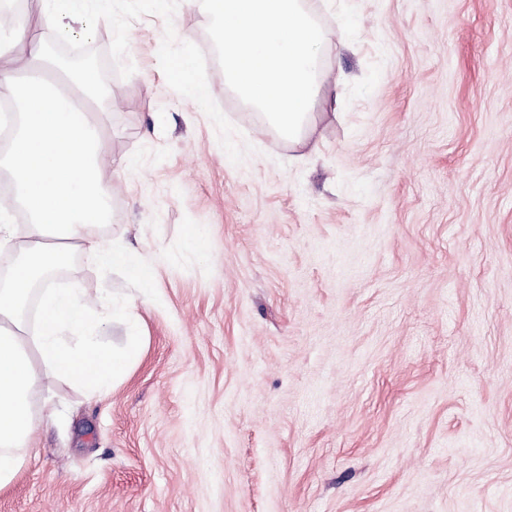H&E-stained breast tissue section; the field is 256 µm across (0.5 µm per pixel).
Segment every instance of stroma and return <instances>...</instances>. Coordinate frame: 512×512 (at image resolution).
Listing matches in <instances>:
<instances>
[{
    "label": "stroma",
    "mask_w": 512,
    "mask_h": 512,
    "mask_svg": "<svg viewBox=\"0 0 512 512\" xmlns=\"http://www.w3.org/2000/svg\"><path fill=\"white\" fill-rule=\"evenodd\" d=\"M304 7L331 49L297 146L219 72L181 94L206 13L118 0L97 234L153 274L76 249L47 282L127 298L96 333L145 347L108 395L36 394L0 512H512V0Z\"/></svg>",
    "instance_id": "1"
}]
</instances>
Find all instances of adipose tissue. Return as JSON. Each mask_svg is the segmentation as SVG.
<instances>
[{"label": "adipose tissue", "mask_w": 512, "mask_h": 512, "mask_svg": "<svg viewBox=\"0 0 512 512\" xmlns=\"http://www.w3.org/2000/svg\"><path fill=\"white\" fill-rule=\"evenodd\" d=\"M39 4L42 23L57 29L67 17L115 22L112 0ZM17 97L23 100L24 122L10 156L32 221L25 262L0 289V491L16 480L33 446V395L60 380L106 394L144 345L137 323L123 353L107 351L96 341L94 324L125 314V301L111 297L95 305L78 293L50 287L40 293V324L30 328L21 312L34 285L47 270L65 264L75 248L92 263L125 268L138 280L152 270L150 260L133 256L125 243L95 234L105 221L108 167L103 140L85 113L49 105L47 88L38 85L20 95L11 72L1 70L0 99Z\"/></svg>", "instance_id": "1"}]
</instances>
